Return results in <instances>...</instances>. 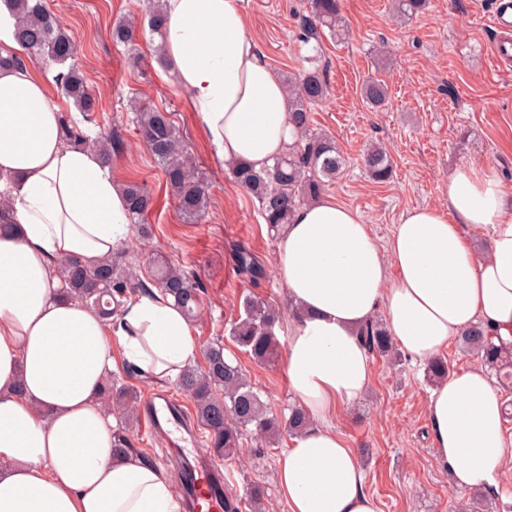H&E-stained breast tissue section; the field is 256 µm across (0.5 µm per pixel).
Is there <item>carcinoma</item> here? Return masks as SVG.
Here are the masks:
<instances>
[{"mask_svg":"<svg viewBox=\"0 0 512 512\" xmlns=\"http://www.w3.org/2000/svg\"><path fill=\"white\" fill-rule=\"evenodd\" d=\"M15 6L14 37L24 48V55L11 56L6 62L19 66L42 58L57 66L55 82L63 97L73 102L82 113L83 121L92 122L89 113L99 111V101L89 91L76 63L77 49L72 39L55 14L46 8L44 0H15ZM323 28L336 36L340 34L338 0H304L299 41L305 44L319 41ZM135 32L134 26L119 22L112 28V40L125 45L133 40ZM284 82L290 99V120L298 132L297 142L272 166L262 170L253 169L245 161L228 162L233 178L259 201L265 224L273 230L290 223L296 204L318 197L325 183L335 180L345 165L333 140L312 128L310 107L327 96L324 74L312 67L285 76ZM362 95L370 105L379 107L387 99L388 88L384 80L371 78L364 83ZM131 112L133 123L176 196L183 218L188 222L197 221L207 208V189L170 113L140 103L131 105ZM63 129L65 142L99 148L107 160H112V131L100 128L92 135L68 114L63 116ZM363 165L378 183L389 180L392 175L391 158L379 146L364 153ZM125 192L130 226L138 238L151 239L152 227L143 223V219L151 209L152 195L139 183L128 184ZM129 254L130 251L124 249L93 268L65 264V291L97 309L102 316L111 317L112 306L119 307L130 295L148 291L145 284L132 283ZM235 260L238 271L252 281L264 277V268L252 252L241 249ZM153 281L159 289L172 295L188 316H195L201 290L199 283L186 271L158 255L154 258ZM243 307L244 316L231 328L233 342L253 360L273 362L279 354L275 326L281 318L280 312L253 298L246 299ZM361 336L369 352L381 356L392 354L393 339L381 323H369L362 329ZM459 341L464 350L480 357L484 365L512 379V371H505L512 366V349L495 344L481 325L468 328L459 336ZM204 359L205 366L187 368L177 385L192 398L195 417L207 431L208 444L215 457L224 459L235 455L242 437L248 432L268 440L285 434L298 435L313 426L310 417L298 406L289 408L286 416L271 414L240 366L226 358L222 342L210 343L204 351ZM426 370L432 382L448 377V363L441 357L428 363ZM102 394L109 408L120 414L113 448L125 454L132 448L129 429L139 396L134 389L118 384L112 377L104 383Z\"/></svg>","mask_w":512,"mask_h":512,"instance_id":"cac0c4a2","label":"carcinoma"}]
</instances>
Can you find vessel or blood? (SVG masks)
I'll return each mask as SVG.
<instances>
[{
    "label": "vessel or blood",
    "instance_id": "b4317fda",
    "mask_svg": "<svg viewBox=\"0 0 512 512\" xmlns=\"http://www.w3.org/2000/svg\"><path fill=\"white\" fill-rule=\"evenodd\" d=\"M512 11V0H495L492 26L501 36L490 47V56L498 63L512 62V36L507 35L505 17ZM142 429L149 435L170 433L175 444L186 449L195 463L192 475L181 476L189 512H224L227 493L224 489V466L211 461L201 438L191 427L183 405L167 397H150L142 415Z\"/></svg>",
    "mask_w": 512,
    "mask_h": 512
}]
</instances>
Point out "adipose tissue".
<instances>
[{
	"label": "adipose tissue",
	"mask_w": 512,
	"mask_h": 512,
	"mask_svg": "<svg viewBox=\"0 0 512 512\" xmlns=\"http://www.w3.org/2000/svg\"><path fill=\"white\" fill-rule=\"evenodd\" d=\"M244 0H162L161 63L185 93L215 160L272 165L296 141L288 92L248 31ZM57 99L34 64L0 67V512H182L174 475L138 453L114 455L101 391L112 350L143 378L177 382L197 358L193 329L158 289L112 318L62 295L65 262L98 265L130 239L124 187L90 147L66 144ZM483 235L476 251L471 232ZM276 270L298 313L285 371L312 430L293 436L277 479L288 512H379L334 420L369 388L360 338L376 314L423 362L481 324L512 346V194L494 168L463 165L448 202L406 211L388 244L327 195L295 207ZM439 466L459 487L503 485L512 458L503 403L483 366L432 391Z\"/></svg>",
	"instance_id": "obj_1"
}]
</instances>
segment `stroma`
Masks as SVG:
<instances>
[{
	"mask_svg": "<svg viewBox=\"0 0 512 512\" xmlns=\"http://www.w3.org/2000/svg\"><path fill=\"white\" fill-rule=\"evenodd\" d=\"M491 2L427 0L421 13L398 20L393 0H340L344 35H322L314 51L297 39L302 0H245L249 32L280 75L310 62L323 71L328 95L312 109L313 126L335 140L346 160L325 192L357 210L380 245L388 244L407 210L445 204L456 167L492 166L512 186V71L499 70L489 57ZM46 6L76 44V61L101 107L94 121L112 132L114 177L146 185L155 199L146 217L153 240L133 251L140 281H149L159 254L195 276L201 307L191 324L199 347L223 341L226 356L239 363L270 410L295 404L283 360L257 363L230 338L246 297L276 306L287 300L275 268L276 238L258 201L213 160L185 94L155 66V38L140 35L127 45L112 40L117 21L146 27L147 0H46ZM382 62L389 98L373 109L361 88ZM135 97L169 112L207 182L208 208L198 222L182 217L159 165L141 145L129 121ZM374 144L392 157L393 177L385 183L372 181L362 165L364 150ZM241 247L257 256L264 279L255 283L239 274L235 253ZM372 364L370 388L337 418L336 428L356 450L365 489L380 512H458L466 502L473 512H512V486L501 492L459 488L437 465L427 416L434 385L424 363L403 354L394 364L376 355ZM284 449L248 435L225 459L228 491L241 500L242 512H254L247 493L253 483L267 491L265 512H288L276 481Z\"/></svg>",
	"mask_w": 512,
	"mask_h": 512,
	"instance_id": "stroma-1",
	"label": "stroma"
}]
</instances>
